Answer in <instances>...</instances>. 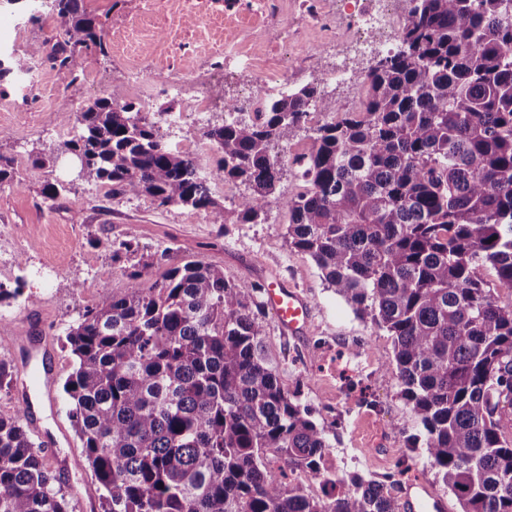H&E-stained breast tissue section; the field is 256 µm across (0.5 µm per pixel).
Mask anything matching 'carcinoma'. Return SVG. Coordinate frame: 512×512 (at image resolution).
<instances>
[{"label":"carcinoma","instance_id":"carcinoma-1","mask_svg":"<svg viewBox=\"0 0 512 512\" xmlns=\"http://www.w3.org/2000/svg\"><path fill=\"white\" fill-rule=\"evenodd\" d=\"M400 47L366 75L358 111L314 85L255 103L247 120L204 127L222 158L212 176L249 189L212 198L195 157L168 147L158 122L99 97L77 113L61 151L78 178L112 197L204 210L212 224H260L286 165L302 187L283 200L288 244L391 336L403 398L431 466L461 512H512V0H407ZM59 22L45 58L73 72L107 51L81 0H46ZM332 113L311 148L277 159L308 110ZM126 288L79 313L65 345L63 391L102 512H399L394 477L323 475L329 431L281 385L258 317L265 285L203 260L154 265L130 241ZM19 408L0 416V512H69ZM324 483L307 492L287 472Z\"/></svg>","mask_w":512,"mask_h":512}]
</instances>
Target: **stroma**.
Here are the masks:
<instances>
[{
    "instance_id": "obj_1",
    "label": "stroma",
    "mask_w": 512,
    "mask_h": 512,
    "mask_svg": "<svg viewBox=\"0 0 512 512\" xmlns=\"http://www.w3.org/2000/svg\"><path fill=\"white\" fill-rule=\"evenodd\" d=\"M82 5L100 21L107 54H85L75 74L39 62L38 81L30 88L20 85L17 73L0 78V154L15 160L12 178L0 182V286L24 281L17 299L0 303V359L19 373L17 381L0 387V414L26 404L43 429L68 433L52 467L73 512H101L96 480L73 434L62 391L71 371L64 342L79 311L125 285L126 262L113 259L105 242L133 239L147 253L170 247L221 266L237 280L266 282L276 276L305 292L314 310L306 336L284 335L272 315L262 318L270 362L283 387L299 393L329 429L337 471L382 478L422 427L401 395L387 331L357 316L314 261L288 246V213L279 198L300 187L294 169L281 171L264 223L221 226L202 210L112 197L108 186L79 181L77 157L60 150L76 132L60 124V116L73 113L75 104L112 95L160 115L168 145L194 156L204 171L215 169L221 155L201 130L219 121L225 100L254 87L260 69L291 62L290 83L303 86L319 82L324 70L349 56L347 22L338 16L336 0H281L279 20L262 28L249 0H83ZM37 6V0L0 6V60L25 53L30 44L48 47L56 41L55 17L45 13L30 22ZM313 11L326 25L308 23ZM227 41L251 58V66L224 73L212 51ZM88 74L97 84H84ZM200 80L223 86L224 96L211 98L208 111L187 112ZM75 83L80 99L74 104L63 90ZM177 111L182 117L175 123L170 115ZM39 153L55 156L53 167L33 165ZM50 183L61 188L57 198L46 194ZM75 281L82 283L81 291H72ZM21 333L34 343L47 336L53 346L43 359L54 373L51 399L22 373L26 357L14 347ZM411 453V476L449 497L425 449Z\"/></svg>"
}]
</instances>
